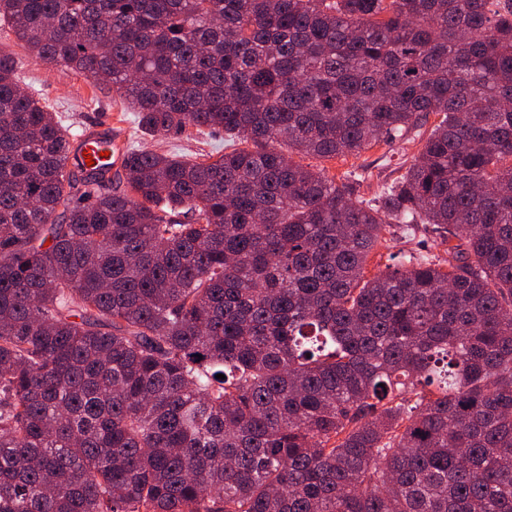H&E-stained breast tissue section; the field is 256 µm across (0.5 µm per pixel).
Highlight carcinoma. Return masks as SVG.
Returning a JSON list of instances; mask_svg holds the SVG:
<instances>
[{
  "instance_id": "carcinoma-1",
  "label": "carcinoma",
  "mask_w": 512,
  "mask_h": 512,
  "mask_svg": "<svg viewBox=\"0 0 512 512\" xmlns=\"http://www.w3.org/2000/svg\"><path fill=\"white\" fill-rule=\"evenodd\" d=\"M0 21L141 128L232 147L73 168L0 53V512H512V0H0ZM431 114L371 200L293 160ZM420 226L447 259L366 277Z\"/></svg>"
}]
</instances>
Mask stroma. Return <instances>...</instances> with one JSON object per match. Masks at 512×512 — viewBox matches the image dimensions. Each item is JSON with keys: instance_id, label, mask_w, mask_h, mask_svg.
Listing matches in <instances>:
<instances>
[{"instance_id": "obj_1", "label": "stroma", "mask_w": 512, "mask_h": 512, "mask_svg": "<svg viewBox=\"0 0 512 512\" xmlns=\"http://www.w3.org/2000/svg\"><path fill=\"white\" fill-rule=\"evenodd\" d=\"M0 52L17 59L23 89L49 106L51 112L71 131L76 132L91 125H107L113 136L120 138L125 147L144 148L159 153L171 152L186 160H198L205 155L217 157L224 152V136L220 133L204 131L188 137L143 134L133 112L113 94L111 84L95 85L67 68L45 64L16 41L8 26L1 24ZM420 148L421 138L412 132L392 143L376 145L357 158L311 157L307 163L325 169L332 176L347 172L359 174L356 192L361 198L371 199L404 175ZM409 250L428 252L442 258L448 255L446 242L419 230L414 236H397L387 246L374 250L366 263V276L371 277L384 270L389 254Z\"/></svg>"}]
</instances>
